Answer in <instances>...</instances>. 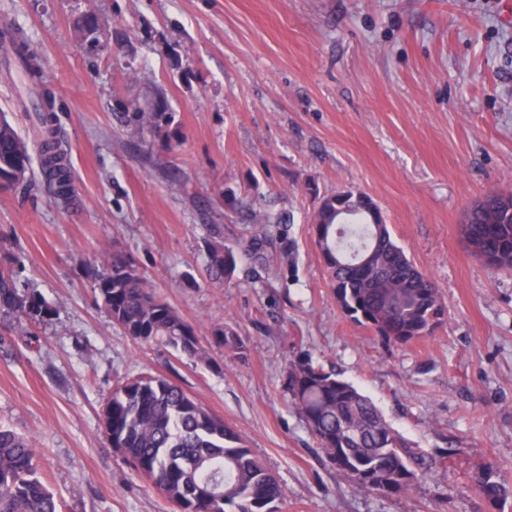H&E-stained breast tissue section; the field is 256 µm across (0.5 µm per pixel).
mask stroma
Returning a JSON list of instances; mask_svg holds the SVG:
<instances>
[{
    "instance_id": "stroma-1",
    "label": "stroma",
    "mask_w": 512,
    "mask_h": 512,
    "mask_svg": "<svg viewBox=\"0 0 512 512\" xmlns=\"http://www.w3.org/2000/svg\"><path fill=\"white\" fill-rule=\"evenodd\" d=\"M95 12L104 35L78 36ZM42 58L75 195L40 174L0 191V241L57 308L33 336L0 335V425L39 450L65 512H176L107 439L125 378L160 375L224 419L278 475L280 512H512L470 492L474 466L512 478V271L476 259L463 213L512 192V0H0ZM163 92L183 137L137 135L128 113ZM36 93L0 49V114L26 140ZM352 186L439 288L446 319L386 345L338 308L310 221L311 188ZM234 189L227 205L223 193ZM274 217V242L254 251ZM240 260L209 285L208 225ZM135 261L157 294L208 329L229 323L246 359L204 364L123 336L83 265ZM310 356L368 395L411 447L453 449L410 494L358 491L283 390Z\"/></svg>"
}]
</instances>
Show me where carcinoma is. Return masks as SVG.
<instances>
[{"mask_svg": "<svg viewBox=\"0 0 512 512\" xmlns=\"http://www.w3.org/2000/svg\"><path fill=\"white\" fill-rule=\"evenodd\" d=\"M78 30L84 39L99 41V18L85 15ZM0 39L11 44L23 80L40 86L42 60L24 31L7 27ZM39 96L41 109L31 116L40 139L39 167L53 196L65 202L74 188L57 136L53 94L43 89ZM130 122L141 135L168 143L182 138L159 92L131 113ZM32 165L27 143L1 117L0 189L24 183ZM312 225L333 297L349 319L394 345L425 338L442 322L445 305L435 284L395 241L372 197L350 188L317 193ZM461 233L468 243L493 250L495 267L512 269V212L500 210L494 196H485L473 209ZM6 259L0 266V325H6L5 334L27 335L52 320L55 308L25 276V254L9 251ZM236 269L234 252L224 246L219 230H211L210 283L224 285ZM87 275L96 303L124 335L211 362L197 326L155 293L129 257L114 254ZM208 336L209 344L229 357H247V344L233 327L215 324ZM286 392L328 461L356 488L404 495L427 467L421 452L406 444L370 398L310 358L290 363ZM104 425L112 447L177 512H274L284 498L280 480L238 432L166 377L136 376L117 384L104 407ZM471 493L498 506L512 499V482L494 465L481 463L475 466ZM0 512H61L56 495L39 477L36 448L28 437L2 426Z\"/></svg>", "mask_w": 512, "mask_h": 512, "instance_id": "carcinoma-1", "label": "carcinoma"}]
</instances>
